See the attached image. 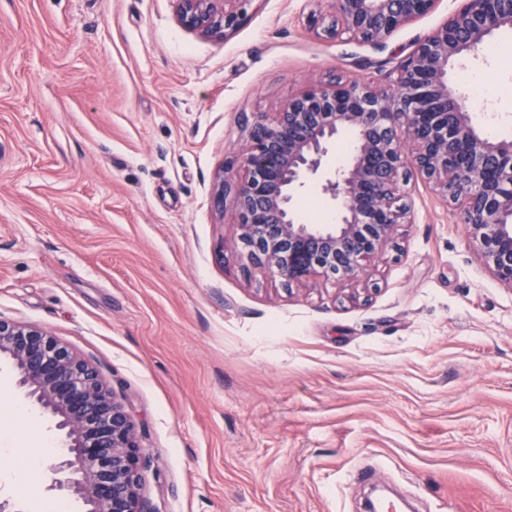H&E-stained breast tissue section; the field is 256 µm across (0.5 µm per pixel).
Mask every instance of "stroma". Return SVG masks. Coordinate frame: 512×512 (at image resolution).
Instances as JSON below:
<instances>
[{
	"label": "stroma",
	"instance_id": "1",
	"mask_svg": "<svg viewBox=\"0 0 512 512\" xmlns=\"http://www.w3.org/2000/svg\"><path fill=\"white\" fill-rule=\"evenodd\" d=\"M459 0L385 45L317 36L310 0H252L203 36L175 0H0V318L48 331L100 371L136 424L149 512H364L381 468L412 512H512V287L432 187L351 281L284 288L241 253L213 194L243 115L336 80L388 75ZM475 77L462 80V71ZM512 138V28L450 70ZM299 219L332 224L314 177ZM0 364V426L19 454L62 439ZM49 467L18 512L64 500Z\"/></svg>",
	"mask_w": 512,
	"mask_h": 512
}]
</instances>
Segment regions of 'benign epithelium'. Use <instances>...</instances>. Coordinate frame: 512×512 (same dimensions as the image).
Wrapping results in <instances>:
<instances>
[{"label": "benign epithelium", "mask_w": 512, "mask_h": 512, "mask_svg": "<svg viewBox=\"0 0 512 512\" xmlns=\"http://www.w3.org/2000/svg\"><path fill=\"white\" fill-rule=\"evenodd\" d=\"M186 29L216 35L249 20L252 0H176ZM310 29L330 39L349 34L384 45L428 14L436 0H328ZM436 30L399 61L397 77L380 89L369 82H334L306 90L278 112L244 118L243 153L224 163L214 206L234 208L247 260L282 285L314 277L354 278L363 263L408 223L400 182L417 173L467 226L473 246L495 277L512 287V139L484 133L448 66L478 58L503 27H512V0H460ZM351 132L349 163L325 179L337 204L335 224H303L293 191L328 168L336 139ZM18 386L65 431L54 455V488L75 495L86 512H147L138 493L136 425L104 386L99 371L41 328L0 319V357Z\"/></svg>", "instance_id": "obj_1"}]
</instances>
